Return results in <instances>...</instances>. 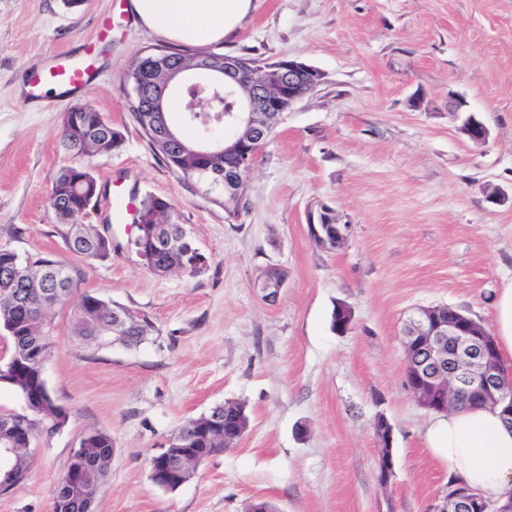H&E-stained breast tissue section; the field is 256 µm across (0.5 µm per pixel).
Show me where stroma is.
Listing matches in <instances>:
<instances>
[{
    "label": "stroma",
    "instance_id": "1",
    "mask_svg": "<svg viewBox=\"0 0 512 512\" xmlns=\"http://www.w3.org/2000/svg\"><path fill=\"white\" fill-rule=\"evenodd\" d=\"M167 44L127 0H0V248L61 261L81 291L153 326L138 346L96 348L57 311L45 380L69 419L34 442L0 512H52L51 488L92 431L113 443L92 512H247L257 501L277 512H438L448 474L424 442L430 413L406 384L402 330L436 305L491 326L495 293L512 278V0H254L213 52L297 57L326 78L284 114L235 218L222 188L184 181L155 156L127 109L126 71ZM89 45L81 90L34 94L51 61L83 59ZM453 97L466 112H449ZM77 104L124 135L119 151L93 158L99 185L168 199L205 270L149 272L136 228L113 223L106 199L82 221L107 225L111 256L65 248L46 198L70 162L61 116ZM470 113L490 131L483 144L461 131ZM322 203L350 226L334 251L308 233ZM270 266L286 275L272 302L253 286ZM340 305L352 313L342 332L332 328ZM227 400L250 417L236 447L178 489L156 487L148 457ZM380 415L393 429L385 487ZM376 422L379 426L376 433L379 453L376 479L380 486H387L394 474L395 460L393 455V430L388 419L377 416Z\"/></svg>",
    "mask_w": 512,
    "mask_h": 512
}]
</instances>
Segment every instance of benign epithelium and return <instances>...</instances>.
Segmentation results:
<instances>
[{
	"mask_svg": "<svg viewBox=\"0 0 512 512\" xmlns=\"http://www.w3.org/2000/svg\"><path fill=\"white\" fill-rule=\"evenodd\" d=\"M151 68L166 73L163 81L153 84L156 96L147 106L154 111H163V99L171 82L185 73L194 78V86L210 90L217 97L225 95L235 99L231 111L201 118L206 127L213 123L224 125L229 138L213 143L203 139L198 149L200 154L210 158L235 155L237 164L224 166V196L242 199L246 196L255 155L262 150L260 143L268 128L277 122L283 100L293 105L316 90L325 78L321 70L296 58L281 63L273 86L254 81L250 72L230 56L224 58L222 70L204 57H197L191 65L176 71L169 70L166 62L154 63ZM462 132L475 144H482L488 138L486 125L476 119L464 121ZM307 224L311 239L325 248L332 241L344 244L349 230V225L341 222L340 216L325 204L308 214ZM136 228L141 237L139 256L142 259L154 258L175 246L162 224H155L148 230L143 224ZM284 282L285 279L277 277L270 267L255 280L254 287L273 300ZM446 309V305L418 308L405 324L404 347L421 351L417 363L406 368L407 382L415 400L423 408L437 412L453 410L460 401L492 405L501 409L506 421L512 422V383L504 382L501 376L500 359L489 333L477 328L465 316L444 314ZM376 422L379 426L376 479L385 487L395 468L393 430L382 414L377 416ZM168 447L172 451H159L149 461L150 480L166 491L176 490L188 482L190 470L199 468L216 455L210 448H184L178 436L169 439ZM16 453L15 448H0L1 494L13 488ZM441 512H512V501L501 506L460 486L448 491L446 508Z\"/></svg>",
	"mask_w": 512,
	"mask_h": 512,
	"instance_id": "benign-epithelium-1",
	"label": "benign epithelium"
}]
</instances>
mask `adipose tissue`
<instances>
[{
	"instance_id": "adipose-tissue-1",
	"label": "adipose tissue",
	"mask_w": 512,
	"mask_h": 512,
	"mask_svg": "<svg viewBox=\"0 0 512 512\" xmlns=\"http://www.w3.org/2000/svg\"><path fill=\"white\" fill-rule=\"evenodd\" d=\"M138 20L169 40L206 46L234 33L253 8V0H131ZM494 340L502 377L512 382V279L494 302ZM431 455L451 479L484 497L512 498V427L499 408H465L436 414L425 432Z\"/></svg>"
}]
</instances>
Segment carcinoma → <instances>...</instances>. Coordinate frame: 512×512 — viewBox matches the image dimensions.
I'll use <instances>...</instances> for the list:
<instances>
[{
    "mask_svg": "<svg viewBox=\"0 0 512 512\" xmlns=\"http://www.w3.org/2000/svg\"><path fill=\"white\" fill-rule=\"evenodd\" d=\"M151 52L165 53V59L176 66L188 65L199 56L190 50L160 47ZM239 60L255 65L257 77L272 82L277 76L278 63L266 62L259 57L241 56ZM128 107L136 123L140 126L153 153L168 166L175 168L184 179H204L214 182L208 168L224 166V158L204 159L195 152L197 140L181 137L179 130H173L177 142L188 148L181 160L161 149L154 141L149 117L155 123L169 121L167 112L149 113L142 103L128 100ZM61 142L73 162L58 171L48 190V204L58 221L56 231L63 242L75 239L71 253L77 257L92 260H105L112 254V240L101 237L96 227L91 224L76 222V218L86 213L88 208L99 201L100 186L93 174L90 159L109 154L119 149L123 135L112 127L100 112L84 106L77 113L76 123L61 132ZM169 201L147 195L139 203L137 218L143 224H167L170 212ZM188 245L180 242L169 253L161 254L148 266V269L163 276L175 271L199 272L186 257ZM26 285L24 302L15 304L11 300L12 291L20 290ZM78 286L74 271L52 258L18 259L16 254L0 249V325H10L14 337L10 338V355L15 357V372L11 387L25 396L45 418L51 427L59 420L62 413L59 404L52 396L43 392L37 360L49 354L53 347L52 336L45 334V329L53 328L55 312L62 307H69V320L72 333L90 346H98L103 337L112 338V309L120 305L112 303L101 296L84 292L74 302ZM152 331V324L145 318H139L127 312V321L121 330L119 342L131 346L143 342ZM13 413H0V430L15 437L18 443L26 441L22 430L13 423ZM192 448L224 447V429L213 430L209 436H201L190 443ZM112 464V436L105 432L88 434V457L75 462L72 467L83 473L81 481H70L64 486L58 484L51 488L53 512H84L82 497L97 491L88 487L91 482L104 481Z\"/></svg>",
    "mask_w": 512,
    "mask_h": 512,
    "instance_id": "carcinoma-1",
    "label": "carcinoma"
}]
</instances>
